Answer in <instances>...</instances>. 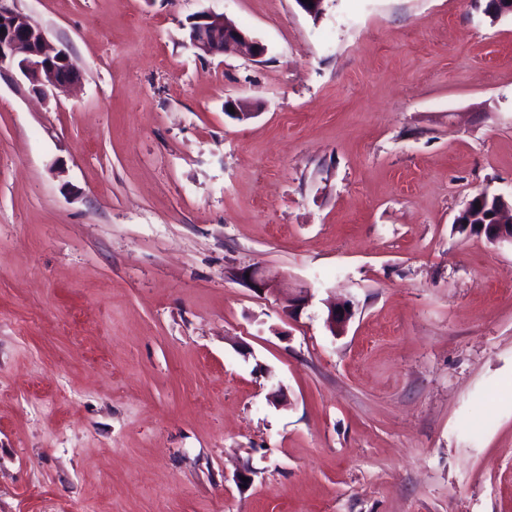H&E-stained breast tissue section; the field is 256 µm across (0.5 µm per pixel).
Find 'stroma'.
Returning a JSON list of instances; mask_svg holds the SVG:
<instances>
[{
	"label": "stroma",
	"mask_w": 512,
	"mask_h": 512,
	"mask_svg": "<svg viewBox=\"0 0 512 512\" xmlns=\"http://www.w3.org/2000/svg\"><path fill=\"white\" fill-rule=\"evenodd\" d=\"M7 3L81 80L0 79V512H512V247L454 226L512 200V21ZM202 11L266 54L198 57ZM246 273H249V278H246ZM240 277L257 292L284 297L288 303V314H296L306 304L310 296V288L306 286L288 288V280L285 277H269L259 268L245 269L240 273ZM352 309L349 303L329 306L326 324L333 336H339L345 332L352 318Z\"/></svg>",
	"instance_id": "1"
}]
</instances>
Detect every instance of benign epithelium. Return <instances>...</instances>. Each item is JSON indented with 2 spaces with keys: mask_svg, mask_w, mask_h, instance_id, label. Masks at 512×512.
<instances>
[{
  "mask_svg": "<svg viewBox=\"0 0 512 512\" xmlns=\"http://www.w3.org/2000/svg\"><path fill=\"white\" fill-rule=\"evenodd\" d=\"M485 15L498 20L512 17V0H488ZM189 46L199 57L211 56L227 50H237L252 57H261L267 47L251 37L234 22L208 11L198 13L193 21ZM17 74L30 86V92L45 100L55 99L80 80L81 73L69 53L54 43L42 26L31 16L11 8L0 0V75ZM234 108L232 116L246 120L255 115L246 101H228L225 108ZM500 210L491 224H468L467 231L482 235L492 244L512 245V207L499 197ZM251 287L260 293L284 297L288 313L295 314L309 298L310 288L288 287L286 278L266 275L259 268H248L240 273ZM352 318V305H331L326 324L331 334H343Z\"/></svg>",
  "mask_w": 512,
  "mask_h": 512,
  "instance_id": "7a95c632",
  "label": "benign epithelium"
}]
</instances>
